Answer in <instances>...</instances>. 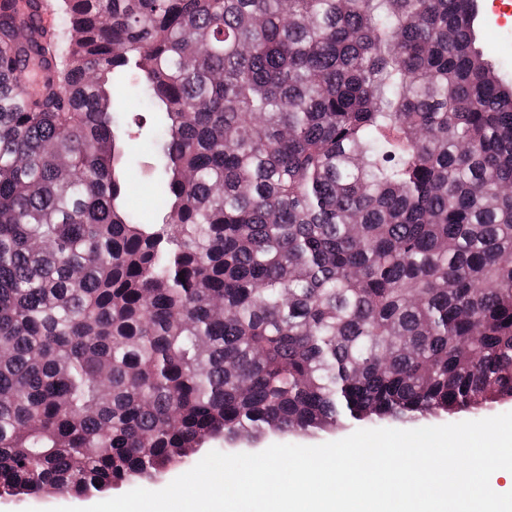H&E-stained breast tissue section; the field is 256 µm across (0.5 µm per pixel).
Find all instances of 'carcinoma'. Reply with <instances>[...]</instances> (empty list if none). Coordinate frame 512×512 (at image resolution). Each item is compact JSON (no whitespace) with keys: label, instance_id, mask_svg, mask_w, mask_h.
I'll return each mask as SVG.
<instances>
[{"label":"carcinoma","instance_id":"obj_1","mask_svg":"<svg viewBox=\"0 0 512 512\" xmlns=\"http://www.w3.org/2000/svg\"><path fill=\"white\" fill-rule=\"evenodd\" d=\"M25 2L0 12L10 496L512 401V78L476 0ZM128 71L159 224L125 205ZM359 429H351V430H333L322 432L314 437H302V436H289L288 438L280 436V435H269L266 439L260 444V447L263 448L258 452H238V453H249L255 454L264 451L269 446L273 444H295V445H304V446H314L323 444L326 442H332L341 440L351 435L353 432Z\"/></svg>","mask_w":512,"mask_h":512}]
</instances>
